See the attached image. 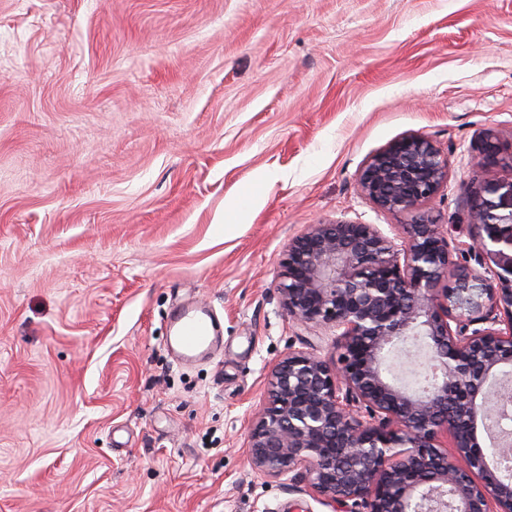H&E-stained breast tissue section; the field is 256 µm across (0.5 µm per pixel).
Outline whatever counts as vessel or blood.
I'll return each mask as SVG.
<instances>
[{
	"label": "vessel or blood",
	"mask_w": 512,
	"mask_h": 512,
	"mask_svg": "<svg viewBox=\"0 0 512 512\" xmlns=\"http://www.w3.org/2000/svg\"><path fill=\"white\" fill-rule=\"evenodd\" d=\"M169 332L168 344L184 364L210 357L224 343L221 322L204 303L176 306L170 317Z\"/></svg>",
	"instance_id": "obj_1"
}]
</instances>
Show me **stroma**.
Returning <instances> with one entry per match:
<instances>
[{
    "label": "stroma",
    "mask_w": 512,
    "mask_h": 512,
    "mask_svg": "<svg viewBox=\"0 0 512 512\" xmlns=\"http://www.w3.org/2000/svg\"><path fill=\"white\" fill-rule=\"evenodd\" d=\"M486 132L512 157V0H0V512H330L248 459L270 367L337 358L282 308L285 250L405 223L358 175L417 134L475 267ZM186 300L224 325L193 366ZM169 332V347L183 364L206 359L224 345L221 322L204 303L177 305L170 317Z\"/></svg>",
    "instance_id": "35a3bbf8"
}]
</instances>
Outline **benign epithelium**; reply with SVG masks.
<instances>
[{"mask_svg":"<svg viewBox=\"0 0 512 512\" xmlns=\"http://www.w3.org/2000/svg\"><path fill=\"white\" fill-rule=\"evenodd\" d=\"M497 152L486 138L473 166ZM448 156L421 135L400 137L359 172L376 224H311L288 242L281 304L292 323L335 332L332 364L291 351L268 375L248 439L252 468L332 512H512V480L483 454L477 421L512 401V182L473 191L477 271L453 262L448 233L424 206L448 187ZM422 336L436 376L422 391L385 375L386 354ZM451 440L452 450L440 438Z\"/></svg>","mask_w":512,"mask_h":512,"instance_id":"7a95c632","label":"benign epithelium"}]
</instances>
